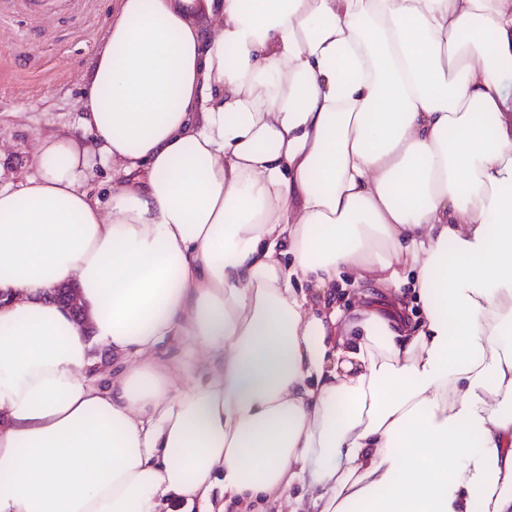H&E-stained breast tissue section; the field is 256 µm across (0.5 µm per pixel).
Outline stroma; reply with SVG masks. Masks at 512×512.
<instances>
[{"mask_svg":"<svg viewBox=\"0 0 512 512\" xmlns=\"http://www.w3.org/2000/svg\"><path fill=\"white\" fill-rule=\"evenodd\" d=\"M113 0H0V187L31 174L37 138L76 128Z\"/></svg>","mask_w":512,"mask_h":512,"instance_id":"1","label":"stroma"}]
</instances>
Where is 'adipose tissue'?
<instances>
[{"instance_id": "adipose-tissue-1", "label": "adipose tissue", "mask_w": 512, "mask_h": 512, "mask_svg": "<svg viewBox=\"0 0 512 512\" xmlns=\"http://www.w3.org/2000/svg\"><path fill=\"white\" fill-rule=\"evenodd\" d=\"M509 69L512 0H116L0 188V512H512ZM354 273L352 272H344L341 275L342 282L345 284V287L342 286L340 281L336 284V291H334V296L332 301L336 304V307L341 310L348 311L353 305L356 304L355 290L352 289L350 284L354 279ZM192 348V339L188 336H174L166 344L167 354L170 357L180 358L185 362L183 371L187 376L195 377L201 373L204 366L200 363L193 361L186 355Z\"/></svg>"}]
</instances>
